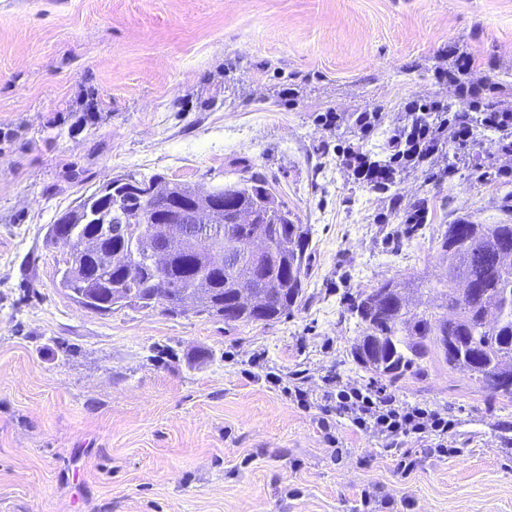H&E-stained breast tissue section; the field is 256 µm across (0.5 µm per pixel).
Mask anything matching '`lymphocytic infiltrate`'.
Here are the masks:
<instances>
[{"label":"lymphocytic infiltrate","mask_w":512,"mask_h":512,"mask_svg":"<svg viewBox=\"0 0 512 512\" xmlns=\"http://www.w3.org/2000/svg\"><path fill=\"white\" fill-rule=\"evenodd\" d=\"M319 121L329 130L344 124L352 128L355 143L337 148L336 155L355 182L374 187L384 180V173L366 148L384 121L383 113L327 112L320 115ZM473 139L472 129L449 124L447 113H436L433 121L423 123L419 121L417 113L409 112L389 139L390 157L395 168L416 169L431 162L440 145L470 151L474 148ZM266 379L280 386L289 399L298 405L307 407L315 399H322L324 415L335 414L346 418L355 431L380 437L385 448L397 451L396 467L402 473H410L416 465L411 454L401 450L405 437L412 436L419 442L433 444L435 451L442 456L447 455L455 445V419L429 405L403 402L386 391L354 384L340 383L318 396L300 380L288 382L272 373L267 374Z\"/></svg>","instance_id":"lymphocytic-infiltrate-1"}]
</instances>
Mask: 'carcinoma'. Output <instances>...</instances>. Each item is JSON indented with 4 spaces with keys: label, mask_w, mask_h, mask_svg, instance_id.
<instances>
[{
    "label": "carcinoma",
    "mask_w": 512,
    "mask_h": 512,
    "mask_svg": "<svg viewBox=\"0 0 512 512\" xmlns=\"http://www.w3.org/2000/svg\"><path fill=\"white\" fill-rule=\"evenodd\" d=\"M450 64L444 81L453 88L449 99H432L408 112L448 113V122L473 129L495 131L484 121L492 112L512 113L495 97L491 86L474 83L468 75L475 57L464 45L448 46ZM478 180L489 178L512 182V170L474 159L468 166ZM203 193L201 186L175 183L169 204L140 195H126L118 204L94 198L91 206L104 209L101 220L84 225L78 238L67 244L48 235V243L64 250L58 286L72 297L82 295L108 308L127 299V305L150 308L158 304L174 314L188 307L222 319L224 310L234 311V322H271L303 300L312 252L311 232L299 215L277 195L267 179L256 173L240 184L224 186V215L229 235L209 248L230 250L244 238L267 244L272 262L267 272L252 283H242L230 268L207 274L210 294L204 298L192 290L194 274L187 270L179 249L168 262L169 290L158 293L150 256L140 252L133 269L103 266L90 279L82 266L93 262L98 250L123 246L148 235L151 216L166 219L170 204L186 202ZM247 213V224L237 222ZM512 245V224H472L460 220L448 225L439 241L441 260L448 265V279L435 283L408 280L385 281L358 294L351 306L362 325V335L350 349L353 359L368 372L394 384L418 376L423 364L438 359L460 371L492 396L512 401V265L500 257ZM254 288L268 296L265 311L258 313L240 301L241 287ZM452 313H446V309Z\"/></svg>",
    "instance_id": "cac0c4a2"
}]
</instances>
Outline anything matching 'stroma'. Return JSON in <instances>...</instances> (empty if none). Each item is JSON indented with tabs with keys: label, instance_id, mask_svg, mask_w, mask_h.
Listing matches in <instances>:
<instances>
[{
	"label": "stroma",
	"instance_id": "1",
	"mask_svg": "<svg viewBox=\"0 0 512 512\" xmlns=\"http://www.w3.org/2000/svg\"><path fill=\"white\" fill-rule=\"evenodd\" d=\"M512 105V0H0V512H512V402L439 360L387 391L453 417L458 453L402 475L369 434L303 408L266 373L372 386L349 350L358 292L438 280L448 224H512V183L467 168L354 183L325 112L448 98L438 57ZM293 88L297 98L280 92ZM216 188L266 176L311 231L305 300L249 325L187 311L92 313L57 286L47 231L127 173ZM427 201L426 223L403 209Z\"/></svg>",
	"mask_w": 512,
	"mask_h": 512
}]
</instances>
